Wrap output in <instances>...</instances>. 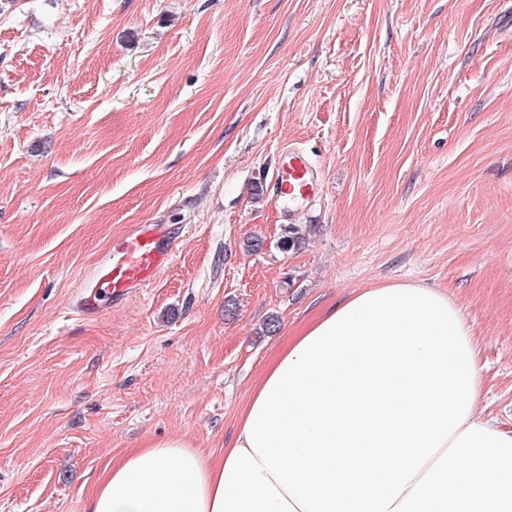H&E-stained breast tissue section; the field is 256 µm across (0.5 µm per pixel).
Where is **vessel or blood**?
I'll return each mask as SVG.
<instances>
[{
  "label": "vessel or blood",
  "instance_id": "1",
  "mask_svg": "<svg viewBox=\"0 0 512 512\" xmlns=\"http://www.w3.org/2000/svg\"><path fill=\"white\" fill-rule=\"evenodd\" d=\"M275 184L279 196L312 203L321 179L307 153L288 147L281 152ZM175 249L168 225H133L112 243L104 260L84 269L83 289L72 301L74 312L82 319L95 320L108 308L127 301L170 268Z\"/></svg>",
  "mask_w": 512,
  "mask_h": 512
}]
</instances>
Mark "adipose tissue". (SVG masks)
I'll return each instance as SVG.
<instances>
[{
	"label": "adipose tissue",
	"instance_id": "1",
	"mask_svg": "<svg viewBox=\"0 0 512 512\" xmlns=\"http://www.w3.org/2000/svg\"><path fill=\"white\" fill-rule=\"evenodd\" d=\"M447 294L386 282L330 308L254 385L216 459L182 438L106 472L88 512H512V430L481 408Z\"/></svg>",
	"mask_w": 512,
	"mask_h": 512
}]
</instances>
